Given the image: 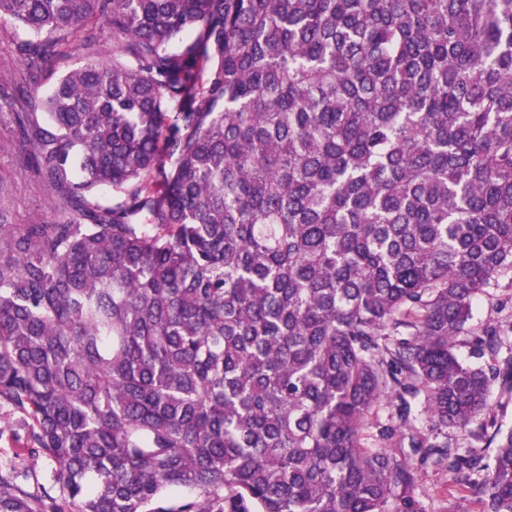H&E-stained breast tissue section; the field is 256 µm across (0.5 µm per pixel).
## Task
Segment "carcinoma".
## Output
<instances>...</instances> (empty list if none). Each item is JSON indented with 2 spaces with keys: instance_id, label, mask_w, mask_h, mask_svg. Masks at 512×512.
<instances>
[{
  "instance_id": "cac0c4a2",
  "label": "carcinoma",
  "mask_w": 512,
  "mask_h": 512,
  "mask_svg": "<svg viewBox=\"0 0 512 512\" xmlns=\"http://www.w3.org/2000/svg\"><path fill=\"white\" fill-rule=\"evenodd\" d=\"M65 224H0V405L52 466L0 512H424L429 460L512 512V0H0ZM112 30V63L89 24ZM176 112H169V106ZM125 191L105 207L101 187ZM395 407L362 437L383 400ZM437 429L492 452L422 435ZM408 444L409 449L402 448ZM185 489L181 497L170 492ZM488 327H495L512 344V275L499 279L476 300L467 327L471 335L460 340L483 336ZM491 403L497 405V423L503 430L512 428V396L502 392L498 381H492L489 388ZM417 426L425 433L432 431V434L438 435V441L440 442L448 440V442L459 448H468L469 446L470 439L458 432L456 429L448 428L443 429L442 431L433 429L431 422L424 412L419 416Z\"/></svg>"
}]
</instances>
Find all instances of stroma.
<instances>
[{
  "label": "stroma",
  "instance_id": "obj_1",
  "mask_svg": "<svg viewBox=\"0 0 512 512\" xmlns=\"http://www.w3.org/2000/svg\"><path fill=\"white\" fill-rule=\"evenodd\" d=\"M25 38L11 21L0 20V222L27 224L37 218L47 224H60L68 215L35 180L31 163L16 141L14 114L21 111L27 99L44 97L58 77L83 66L86 55L81 40L71 37L52 67L31 73L18 51ZM490 327L512 341V276L499 279L473 306L468 323L472 338L482 336ZM415 493L425 512L478 509L473 491L454 483L446 471L430 463L421 465Z\"/></svg>",
  "mask_w": 512,
  "mask_h": 512
}]
</instances>
